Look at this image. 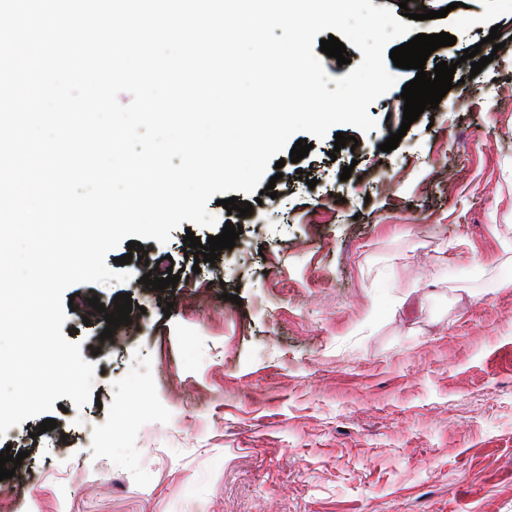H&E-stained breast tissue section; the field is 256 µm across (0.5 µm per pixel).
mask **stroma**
I'll return each instance as SVG.
<instances>
[{"label":"stroma","instance_id":"1","mask_svg":"<svg viewBox=\"0 0 512 512\" xmlns=\"http://www.w3.org/2000/svg\"><path fill=\"white\" fill-rule=\"evenodd\" d=\"M372 2L447 9L414 31L455 36L425 69L453 63L459 85L387 153L416 76L399 70L377 127L346 126L356 148L329 135L285 163L315 187L276 182L245 218L208 202L243 228L215 263L185 259V226L145 239L176 287L142 285L138 260L75 286L106 310L130 294L142 327L105 339L103 312H68L92 399L0 439L28 477L0 481L5 512H512V5Z\"/></svg>","mask_w":512,"mask_h":512}]
</instances>
